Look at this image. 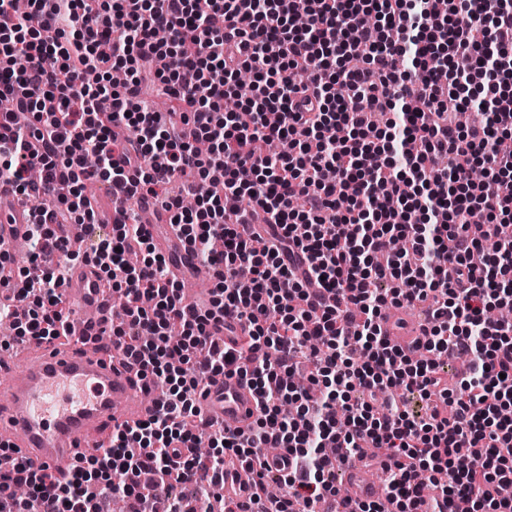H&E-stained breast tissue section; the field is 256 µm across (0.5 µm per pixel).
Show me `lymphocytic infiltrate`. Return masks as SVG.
Returning a JSON list of instances; mask_svg holds the SVG:
<instances>
[{
  "label": "lymphocytic infiltrate",
  "mask_w": 512,
  "mask_h": 512,
  "mask_svg": "<svg viewBox=\"0 0 512 512\" xmlns=\"http://www.w3.org/2000/svg\"><path fill=\"white\" fill-rule=\"evenodd\" d=\"M244 71L253 94L225 111ZM148 73L167 112L143 98ZM476 85L486 122L452 123ZM508 101L512 0H448L443 14L434 0H29L23 15L0 0V175L40 203L29 267L11 278L0 253V320L14 342L65 343L61 289L84 260L120 299L108 335L143 389L166 387L146 420L66 475L0 446L12 458L0 512H104L115 494L142 512L143 475L195 472L208 498L167 512H317L337 495V459L367 448L387 460L398 512L426 496L432 512H512V318L488 316L512 306ZM44 137L50 150L33 155ZM259 140L292 150L261 155ZM97 181L156 199L191 238L214 281L206 306L184 303L131 207L93 236ZM70 224L86 229L82 253ZM417 303L428 309L415 350L390 345L385 310ZM228 318L248 321L246 348L215 336ZM445 355L467 360L455 392ZM226 372L258 395L249 431L200 415L205 380ZM399 387L429 400L424 419L399 408ZM240 467L251 477L225 498Z\"/></svg>",
  "instance_id": "obj_1"
}]
</instances>
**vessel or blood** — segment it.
<instances>
[{
    "label": "vessel or blood",
    "instance_id": "b4317fda",
    "mask_svg": "<svg viewBox=\"0 0 512 512\" xmlns=\"http://www.w3.org/2000/svg\"><path fill=\"white\" fill-rule=\"evenodd\" d=\"M30 220V211L20 205L0 213V248L12 250ZM153 241L161 254L177 255V274L189 279L196 266L192 244L172 233L154 235ZM63 296L75 312L78 328L69 344L32 342L21 367L0 362V371L11 376L7 401L0 404V441L16 445L26 459L48 465L56 474L68 471L79 455L108 442L115 427L141 422L154 409L134 371L115 350L94 339L110 312L95 267L75 265ZM403 317V309L388 310L383 327L392 344L407 348L416 336L396 329ZM199 408L204 419L245 431L257 415L258 401L245 380L217 375L208 380ZM348 473L346 501L340 512L381 499L377 483L359 464H352Z\"/></svg>",
    "mask_w": 512,
    "mask_h": 512
}]
</instances>
